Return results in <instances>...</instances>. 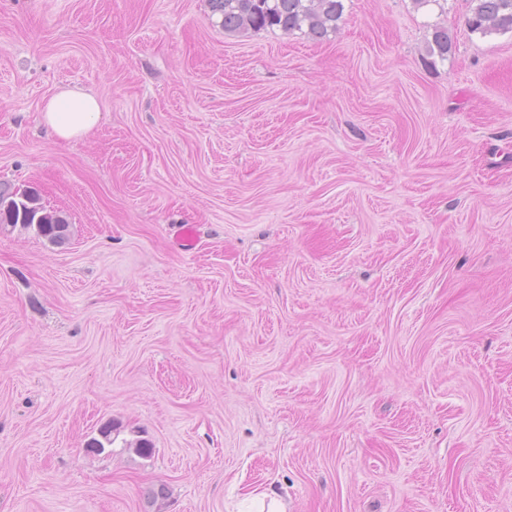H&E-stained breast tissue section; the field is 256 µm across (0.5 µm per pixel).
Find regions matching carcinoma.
I'll return each instance as SVG.
<instances>
[{
  "label": "carcinoma",
  "instance_id": "obj_1",
  "mask_svg": "<svg viewBox=\"0 0 512 512\" xmlns=\"http://www.w3.org/2000/svg\"><path fill=\"white\" fill-rule=\"evenodd\" d=\"M212 11L221 15V25L229 34L246 35L278 29L286 34L299 32L311 40H323L336 32L345 10L344 0H210ZM466 25L482 37L512 33V0H470ZM452 52L448 28L432 25L426 53L441 61ZM21 226L35 229L50 241L68 238L69 225L54 210L42 206L36 195L18 204L14 192L0 188V231Z\"/></svg>",
  "mask_w": 512,
  "mask_h": 512
}]
</instances>
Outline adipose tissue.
Segmentation results:
<instances>
[{"instance_id":"1","label":"adipose tissue","mask_w":512,"mask_h":512,"mask_svg":"<svg viewBox=\"0 0 512 512\" xmlns=\"http://www.w3.org/2000/svg\"><path fill=\"white\" fill-rule=\"evenodd\" d=\"M100 105L97 98L81 90H64L45 104L42 119L54 136L70 141L87 136L99 123Z\"/></svg>"}]
</instances>
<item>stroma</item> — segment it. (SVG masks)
<instances>
[{
  "label": "stroma",
  "mask_w": 512,
  "mask_h": 512,
  "mask_svg": "<svg viewBox=\"0 0 512 512\" xmlns=\"http://www.w3.org/2000/svg\"><path fill=\"white\" fill-rule=\"evenodd\" d=\"M468 13L0 0V185L69 225L0 233V512H512V33ZM225 33L246 35L267 29L299 32L311 40L336 33L345 0H209ZM452 52V39L448 34V29L440 23L432 25L431 39L427 42L426 53L429 57H437L440 61L448 59V54ZM101 118L98 99L81 90H63L44 105L42 119L58 140L87 136Z\"/></svg>",
  "instance_id": "35a3bbf8"
}]
</instances>
